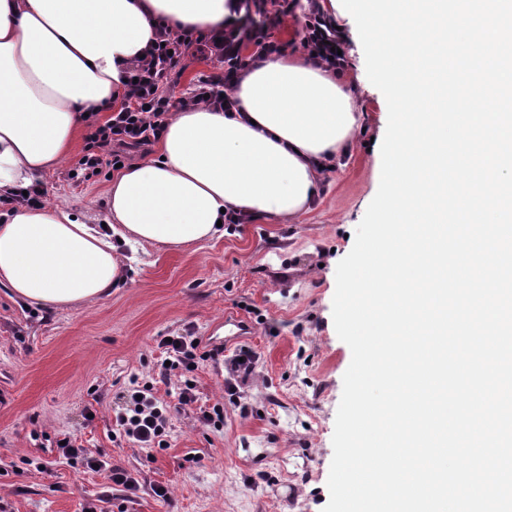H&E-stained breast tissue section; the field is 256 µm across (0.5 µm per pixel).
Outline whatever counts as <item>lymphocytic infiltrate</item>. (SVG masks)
<instances>
[{
  "label": "lymphocytic infiltrate",
  "mask_w": 512,
  "mask_h": 512,
  "mask_svg": "<svg viewBox=\"0 0 512 512\" xmlns=\"http://www.w3.org/2000/svg\"><path fill=\"white\" fill-rule=\"evenodd\" d=\"M276 10L266 24L252 28L248 39L254 47L251 59H260L281 53L282 44L271 41L268 28L281 23L288 14V0H274ZM197 42L191 35L160 28L155 42L143 59L132 64L126 75L125 94L119 104L112 106L105 120H98L96 113H89L85 122L91 132L87 137L85 153L80 160L84 173L95 172L104 160L112 164L122 163L125 153L148 145L161 138L174 112L190 105L218 106L232 111L237 107L233 92L243 70L251 59L239 55L237 38L211 43L210 48L224 60L218 71L203 74L196 80L189 96L179 99L170 96L164 89L170 76L179 67ZM300 45L320 66L330 70L346 66L345 56L336 54L340 41L336 30L328 24L319 10H311L305 19ZM167 362L159 366V380L180 378L179 401L193 402L195 394L184 377L192 366L204 360L219 361L222 348L206 351L195 345L193 337L176 336L164 343ZM150 382L133 383L124 396V405L115 416V425L120 437L142 448L166 447L170 429V408L153 394ZM62 456L86 469L106 471L113 486L133 494L140 488L138 478L118 463H110L94 455L88 449L72 442L61 445Z\"/></svg>",
  "instance_id": "lymphocytic-infiltrate-1"
}]
</instances>
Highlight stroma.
Listing matches in <instances>:
<instances>
[{"instance_id":"stroma-1","label":"stroma","mask_w":512,"mask_h":512,"mask_svg":"<svg viewBox=\"0 0 512 512\" xmlns=\"http://www.w3.org/2000/svg\"><path fill=\"white\" fill-rule=\"evenodd\" d=\"M357 90L360 133L342 165L325 173L315 206L293 221L257 217L200 246L120 248L122 282L73 309L20 298L0 286V512H323L343 376L352 353L332 318L338 262L377 193L388 115L367 76L359 39L344 45ZM188 57L166 86L180 98L196 78L223 67ZM81 127L70 155L47 174L43 204L107 221L111 166L80 183L67 173L84 154ZM247 336L224 341V319ZM204 345L256 356L251 375L225 386L223 366L201 362L195 403L178 402L179 382L156 384L170 405L168 445L141 448L117 437L114 413L134 378L151 375L160 337L182 330ZM223 404L220 426L199 422ZM118 461L141 476L132 498L105 491V472L71 465L60 440ZM167 486L169 500L153 485Z\"/></svg>"}]
</instances>
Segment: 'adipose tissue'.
<instances>
[{"mask_svg": "<svg viewBox=\"0 0 512 512\" xmlns=\"http://www.w3.org/2000/svg\"><path fill=\"white\" fill-rule=\"evenodd\" d=\"M240 0H0V196L67 157L84 112L121 101L125 71L160 27L210 36ZM239 112L176 113L160 154L129 163L108 193V232L62 208L17 207L0 220V284L54 308L106 295L122 280L115 240L193 246L223 236V211L292 220L360 127L343 71L304 52L250 65Z\"/></svg>", "mask_w": 512, "mask_h": 512, "instance_id": "obj_1", "label": "adipose tissue"}]
</instances>
